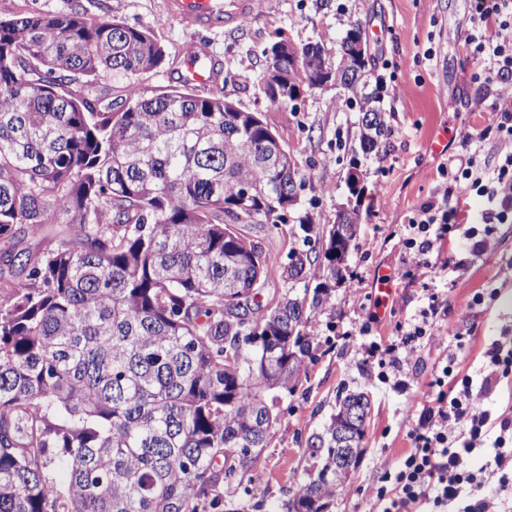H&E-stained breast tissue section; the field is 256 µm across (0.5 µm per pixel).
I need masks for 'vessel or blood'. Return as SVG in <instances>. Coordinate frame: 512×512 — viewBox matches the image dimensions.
<instances>
[{
  "mask_svg": "<svg viewBox=\"0 0 512 512\" xmlns=\"http://www.w3.org/2000/svg\"><path fill=\"white\" fill-rule=\"evenodd\" d=\"M265 6V0H166L167 13L193 31L242 23L262 13ZM183 56L186 81L201 84L215 78L213 62L202 46L187 45Z\"/></svg>",
  "mask_w": 512,
  "mask_h": 512,
  "instance_id": "vessel-or-blood-1",
  "label": "vessel or blood"
}]
</instances>
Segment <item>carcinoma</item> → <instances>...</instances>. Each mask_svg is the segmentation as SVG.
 <instances>
[{
    "label": "carcinoma",
    "instance_id": "cac0c4a2",
    "mask_svg": "<svg viewBox=\"0 0 512 512\" xmlns=\"http://www.w3.org/2000/svg\"><path fill=\"white\" fill-rule=\"evenodd\" d=\"M151 27L115 16L21 11L0 18V512H246L224 484L259 461L284 396L318 349L336 248L358 213L325 230L288 182L258 165L277 133L258 112L184 85L147 97L166 66ZM321 57L288 79L313 84ZM122 85L121 109L97 83ZM345 83L371 120L363 154L390 130L380 96ZM72 234L58 237L53 225ZM241 224L301 241L286 260ZM259 250H254V244ZM275 278L266 306L253 295ZM350 392L306 441L323 466ZM298 492L324 512L345 489Z\"/></svg>",
    "mask_w": 512,
    "mask_h": 512
}]
</instances>
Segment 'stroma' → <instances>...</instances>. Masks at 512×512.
Instances as JSON below:
<instances>
[{
    "instance_id": "1",
    "label": "stroma",
    "mask_w": 512,
    "mask_h": 512,
    "mask_svg": "<svg viewBox=\"0 0 512 512\" xmlns=\"http://www.w3.org/2000/svg\"><path fill=\"white\" fill-rule=\"evenodd\" d=\"M166 0H0V17L32 9L58 13L79 7L91 16L112 15L135 27L155 29L170 60L157 75L144 76V95L182 86V52L202 44L220 63L218 78L195 86L200 96L222 95L247 112L264 113L306 180L303 200L320 225L336 221L340 207L359 209L360 226L347 257L348 275L332 290L331 304L318 312L317 358L281 414L249 477L264 493L261 512H282V504L303 483L311 459L308 436L320 430L339 397L367 392L372 409L361 455L347 487L330 501L328 512H368L370 487L381 484L388 466L411 446L410 430L425 407L428 384L444 361L446 345L417 342V374L409 389L371 377L360 351L365 341L388 344L399 326L438 296V321L458 322L474 295L484 302L469 323L460 363L462 373L480 379L483 352L493 341L512 340V224L496 227L494 250L465 256L461 269L431 276L406 267L397 248L417 206L446 182L442 167L460 151L453 136L462 125H486L483 88L469 76L464 37L470 0H269L266 11L228 31L185 29L168 17ZM360 25L380 77L381 105L391 136L376 155L358 160L357 106L344 91H306L299 108L280 112L259 89L266 60L262 51L283 34L295 44H320L335 63L347 30ZM361 172L358 194H350L352 169ZM389 276L386 288L377 279Z\"/></svg>"
}]
</instances>
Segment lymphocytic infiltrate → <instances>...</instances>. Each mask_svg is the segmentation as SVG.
<instances>
[{"mask_svg": "<svg viewBox=\"0 0 512 512\" xmlns=\"http://www.w3.org/2000/svg\"><path fill=\"white\" fill-rule=\"evenodd\" d=\"M470 23L464 46L473 80L487 87L483 105L490 118L485 128L460 130L462 152L448 166L440 200L421 204L404 226L401 246L423 269L430 253L445 241L449 225L463 223L470 252L483 254L494 247V226L512 223V0H471ZM492 133L510 150L497 163L478 165L476 156ZM458 191L487 198L488 208L477 215L460 212L454 197ZM484 356L476 382L456 374L459 354L449 353L431 381L438 390L434 403L410 431L411 448L387 472L384 484L369 492L373 512H448L459 501L462 512H496L482 490L504 470V455L496 454L493 466L480 477L467 462L493 422L484 399L501 379L512 376V345L492 342Z\"/></svg>", "mask_w": 512, "mask_h": 512, "instance_id": "lymphocytic-infiltrate-1", "label": "lymphocytic infiltrate"}]
</instances>
